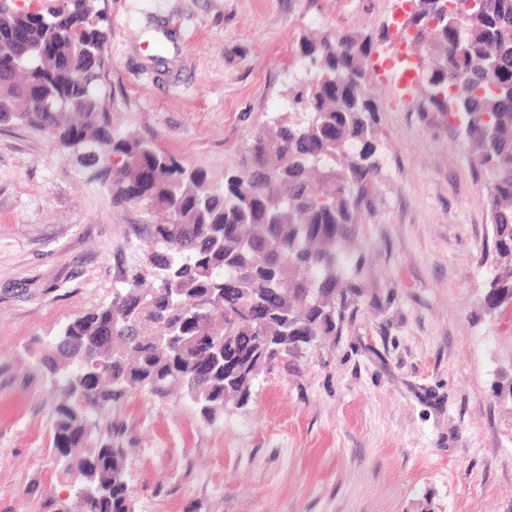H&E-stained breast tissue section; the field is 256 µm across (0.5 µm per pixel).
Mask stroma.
Here are the masks:
<instances>
[{
    "instance_id": "obj_1",
    "label": "stroma",
    "mask_w": 512,
    "mask_h": 512,
    "mask_svg": "<svg viewBox=\"0 0 512 512\" xmlns=\"http://www.w3.org/2000/svg\"><path fill=\"white\" fill-rule=\"evenodd\" d=\"M398 0H100L114 122L215 183L288 115L303 35H371ZM379 41V164L344 254L360 295L339 336L261 374L207 423L186 396L133 391L124 425L136 512H512V310L481 302L487 175L447 113ZM42 131L0 124V512H57L72 477L49 437L60 390L39 362L61 326L145 265L154 214Z\"/></svg>"
}]
</instances>
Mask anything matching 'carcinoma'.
I'll return each instance as SVG.
<instances>
[{
	"instance_id": "carcinoma-1",
	"label": "carcinoma",
	"mask_w": 512,
	"mask_h": 512,
	"mask_svg": "<svg viewBox=\"0 0 512 512\" xmlns=\"http://www.w3.org/2000/svg\"><path fill=\"white\" fill-rule=\"evenodd\" d=\"M432 0L410 15L424 101L457 121L489 176V286L512 293V0H459V23ZM16 29L54 56L0 70V123L41 130L63 154L112 173L113 199L166 216L148 225L149 263L124 273L112 300L60 330L42 363L63 395L51 414L57 462L74 473L59 512H136L124 429L106 424L132 391L178 387L214 422L248 404L263 370L341 333L359 295L342 254L378 164L377 107L367 93L373 39L304 38L308 80L298 112L263 126L240 167L217 186L202 168L112 125L102 85L110 38L99 0H57L45 11L0 6V40Z\"/></svg>"
}]
</instances>
